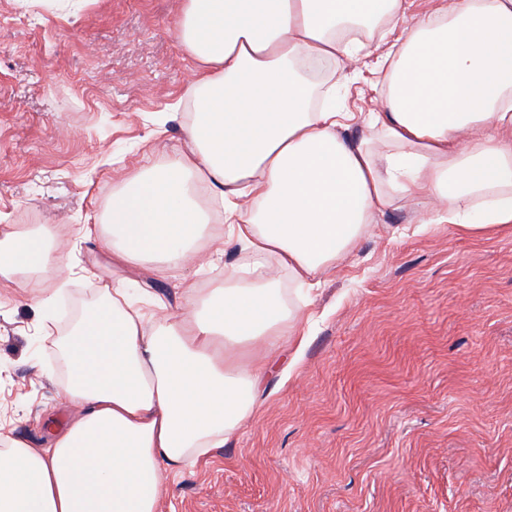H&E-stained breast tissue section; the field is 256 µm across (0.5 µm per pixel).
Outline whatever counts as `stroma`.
<instances>
[{"instance_id":"35a3bbf8","label":"stroma","mask_w":512,"mask_h":512,"mask_svg":"<svg viewBox=\"0 0 512 512\" xmlns=\"http://www.w3.org/2000/svg\"><path fill=\"white\" fill-rule=\"evenodd\" d=\"M182 5L0 0V234L56 225L74 268L60 286L49 273L0 280V416L33 446L48 416L72 412L56 364L62 300L77 314L128 280L152 320L155 300L186 308L183 282L211 286L193 266L125 269L75 232L120 177L185 146L189 110L165 133L155 123L194 79L174 31ZM387 49L346 62L343 111H372ZM425 209L407 199L378 214L323 274L295 371L266 377L255 414L169 479L159 512H512V232H415Z\"/></svg>"}]
</instances>
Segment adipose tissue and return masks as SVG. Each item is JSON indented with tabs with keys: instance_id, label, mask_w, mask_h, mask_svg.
<instances>
[{
	"instance_id": "adipose-tissue-1",
	"label": "adipose tissue",
	"mask_w": 512,
	"mask_h": 512,
	"mask_svg": "<svg viewBox=\"0 0 512 512\" xmlns=\"http://www.w3.org/2000/svg\"><path fill=\"white\" fill-rule=\"evenodd\" d=\"M185 0L176 37L197 71L184 149L112 190L101 235L122 264L158 272L198 261L216 286L194 310L147 323L123 288L104 293L59 341L75 412L42 447L0 432V512H158L171 476L223 447L289 374L314 323L307 296L373 224L424 197L422 224L482 237L512 229V0ZM393 36L379 106L353 141L314 70L338 73ZM214 210L196 202L198 185ZM227 236H208L209 219ZM238 259L224 262V245ZM52 225L0 235V278L64 273ZM292 294H285V287ZM291 335L289 359L271 355ZM249 342L256 360L237 346Z\"/></svg>"
}]
</instances>
